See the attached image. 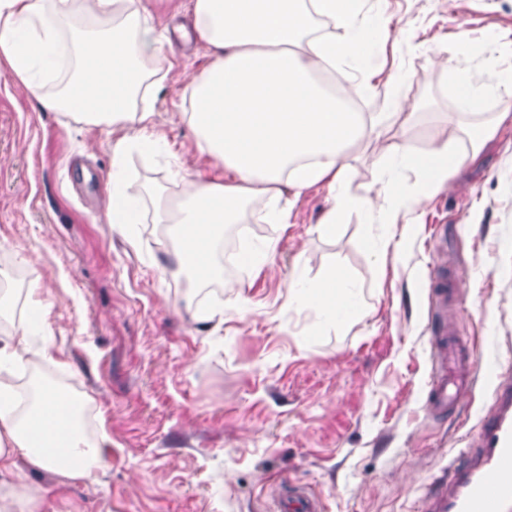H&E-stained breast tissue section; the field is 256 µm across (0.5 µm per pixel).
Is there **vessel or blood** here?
I'll use <instances>...</instances> for the list:
<instances>
[{
	"label": "vessel or blood",
	"instance_id": "obj_1",
	"mask_svg": "<svg viewBox=\"0 0 512 512\" xmlns=\"http://www.w3.org/2000/svg\"><path fill=\"white\" fill-rule=\"evenodd\" d=\"M456 286L445 269L430 271L431 314L440 317ZM482 353H470L448 339L436 343L429 401L440 412H452L469 377L490 371ZM495 404L479 425L472 466L451 472L447 481L427 496L424 512H512V380L494 378ZM279 512H322L310 491L288 497Z\"/></svg>",
	"mask_w": 512,
	"mask_h": 512
}]
</instances>
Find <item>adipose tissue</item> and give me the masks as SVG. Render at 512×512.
Masks as SVG:
<instances>
[{
  "label": "adipose tissue",
  "instance_id": "ef3b65f1",
  "mask_svg": "<svg viewBox=\"0 0 512 512\" xmlns=\"http://www.w3.org/2000/svg\"><path fill=\"white\" fill-rule=\"evenodd\" d=\"M327 18L338 36L305 37V4ZM193 29L210 50V61L188 88L197 146L224 170L220 181L185 183L173 202H156V223L175 225L182 261L201 279L238 275L247 264H268L279 239L254 238L239 228L233 241L224 227L260 197L292 194L258 213L257 223H288L306 191L326 188L331 206L316 230L326 236L354 211L365 213L360 243L383 256L393 242L400 211L418 209L448 179L449 166L475 163L478 153L454 155L437 144L426 113L411 112L416 143L381 154L372 190H352L346 181L354 143L378 142L401 104L399 87L413 52L431 49L446 58L455 79L443 89L464 114L490 113L480 146H487L512 114L495 109L489 95L500 63L490 54L474 60L464 30H449L433 45L419 39L415 22L395 24L390 0H189ZM156 56L171 53L159 34L149 0H0V70L40 96L49 109L81 114L93 124L139 125L136 136L112 145L110 217L136 237L143 211L141 193L129 188L123 161L133 148H146L158 160L172 154L154 130L149 107L132 101L148 88L137 59L140 46ZM383 56L384 65L374 62ZM341 70L371 111L352 112L331 91L324 73ZM416 172L419 186L406 191L404 177ZM287 300L277 319L303 347L318 344L365 312L364 286L339 270L310 274L309 260L297 255L288 271ZM46 311L34 307L15 318L10 292L0 289V369L17 366L19 385L0 389V512H36L37 501L19 496L14 458L71 478L96 479L108 467V441L99 420L59 386L65 364L55 354L45 326Z\"/></svg>",
  "mask_w": 512,
  "mask_h": 512
}]
</instances>
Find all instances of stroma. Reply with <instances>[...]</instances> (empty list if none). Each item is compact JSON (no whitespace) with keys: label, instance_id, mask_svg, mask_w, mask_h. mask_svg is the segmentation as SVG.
<instances>
[{"label":"stroma","instance_id":"obj_1","mask_svg":"<svg viewBox=\"0 0 512 512\" xmlns=\"http://www.w3.org/2000/svg\"><path fill=\"white\" fill-rule=\"evenodd\" d=\"M397 18L422 20L427 38L460 27L474 58L488 31H512V0H390ZM204 44L152 57L147 100L157 132L177 159L165 166L135 150L127 182L145 194L137 238L109 221L112 142L130 124L93 125L51 112L21 83L0 75V265L18 318L46 307L67 393L84 401L110 438L109 467L96 481L68 478L18 457L19 490L41 512H273L281 485L317 494L323 512H420L424 497L454 468L492 404L484 379L454 413L429 410L434 338L428 328L430 268L440 254L461 278L452 314L468 349L494 346L512 377V304L498 290L494 248L512 238V123L479 160L448 171L422 210L400 214L398 256L359 243L362 217L348 214L335 236L313 233L329 207L314 188L288 228L240 216L255 238L281 235L279 252L249 280L183 287L177 247L154 221L156 195L176 194L180 175L218 176L201 155L187 87L207 63ZM403 107L378 143L355 144L348 183L374 185L377 156L414 140L408 114L434 109L455 73L429 53L406 63ZM438 142L472 150L478 132L455 113L438 117ZM312 275L341 269L362 281L365 316L311 351L278 327L285 278L298 254ZM258 312L238 318V304ZM209 308L210 319L197 316Z\"/></svg>","mask_w":512,"mask_h":512}]
</instances>
